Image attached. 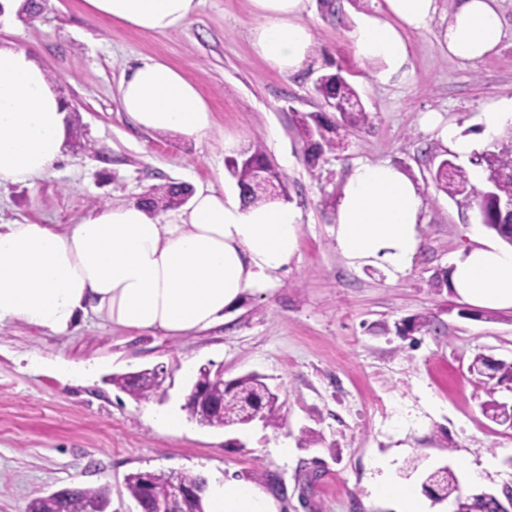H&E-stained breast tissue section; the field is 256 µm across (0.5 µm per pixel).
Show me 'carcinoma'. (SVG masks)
Returning a JSON list of instances; mask_svg holds the SVG:
<instances>
[{"instance_id": "carcinoma-1", "label": "carcinoma", "mask_w": 512, "mask_h": 512, "mask_svg": "<svg viewBox=\"0 0 512 512\" xmlns=\"http://www.w3.org/2000/svg\"><path fill=\"white\" fill-rule=\"evenodd\" d=\"M315 91L321 98L332 102V111L340 114L343 127L363 129L371 124L370 113L361 104L358 93L341 76H321ZM292 124L303 144L308 162L314 163L325 152L340 148L341 142L336 140L338 124L326 112H296ZM265 163L266 159L258 146L250 154L245 152L238 158L228 160L229 173L241 188L243 200L247 204L260 205L270 201L269 191L253 177V169ZM475 165L481 168L483 175L491 177L492 184L476 188L470 172L450 158L440 160L436 169L431 172V180L437 190L450 196H474L479 223L511 246L512 213L506 211L501 203L512 198V131L508 129L493 138L490 145L476 155ZM192 194L193 189L187 184L160 187L149 193L144 206L155 214L182 206ZM472 369L491 382L483 410L492 418L506 406V402L495 398V393L496 386L505 380H512V361L508 363L500 360L491 371L486 372L484 361L477 356L472 361ZM112 384L137 399H148L159 389L147 370L135 377L114 376ZM195 385L204 388L211 399L224 401V421L213 422L214 427L246 424L249 405L252 403L255 404L256 412L261 414L265 425L277 427L280 424L278 397L258 374H248L224 385L201 370ZM421 491L435 503L452 499L454 512L509 510V503L503 500L496 489L461 492L458 476L450 466L428 471ZM109 507L107 488L71 487L32 500L28 504L27 512H92L94 509L97 512H107Z\"/></svg>"}]
</instances>
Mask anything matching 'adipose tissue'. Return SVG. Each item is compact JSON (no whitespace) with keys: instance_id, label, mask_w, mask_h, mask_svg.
Listing matches in <instances>:
<instances>
[{"instance_id":"1","label":"adipose tissue","mask_w":512,"mask_h":512,"mask_svg":"<svg viewBox=\"0 0 512 512\" xmlns=\"http://www.w3.org/2000/svg\"><path fill=\"white\" fill-rule=\"evenodd\" d=\"M99 17L146 33L188 25L199 0H85ZM308 0H251L255 53L292 74L312 54L304 19ZM437 0H383L348 33L357 58L388 85L411 72V35L428 29ZM503 37L498 0H458L440 31L450 57L473 64L496 53ZM121 106L138 127L199 139L212 124L197 86L169 63L146 59L120 87ZM508 105L485 104L476 133L460 134L439 119L428 127L453 154L467 159L507 119ZM68 109L44 68L23 48L0 45V187L27 184L63 157ZM424 197L419 184L388 162L359 163L345 181L334 240L350 265L380 263L402 274L419 251ZM301 215L275 200L261 206L212 188L179 211L158 216L136 203L109 206L70 231L48 224H0V325L22 321L53 336L69 335L96 314L131 330L184 336L223 320L249 292L298 250ZM449 279L480 309L512 307V246L477 241L459 252ZM206 512H278L262 488L236 480L207 485Z\"/></svg>"}]
</instances>
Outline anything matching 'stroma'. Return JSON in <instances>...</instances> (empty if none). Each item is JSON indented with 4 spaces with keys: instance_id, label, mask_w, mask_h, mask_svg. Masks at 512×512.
<instances>
[{
    "instance_id": "stroma-1",
    "label": "stroma",
    "mask_w": 512,
    "mask_h": 512,
    "mask_svg": "<svg viewBox=\"0 0 512 512\" xmlns=\"http://www.w3.org/2000/svg\"><path fill=\"white\" fill-rule=\"evenodd\" d=\"M32 18H0V44L33 52L67 102L64 158L29 185L0 187V224H49L60 232L105 206L137 201L153 187L187 183L232 194L225 137L239 151L261 147L288 178V202L301 213L299 249L265 291L247 293L223 321L189 336L130 331L98 319L69 335L24 322L0 327V512L70 487L108 488L112 512H137L125 488L136 471L187 472L204 479L267 486L279 480V512H397L374 485L418 487L425 471L451 463L463 490L512 481V429L483 412L487 387L470 373L477 355L512 361V308L478 309L443 287L472 234L491 239L471 199L438 191L431 170L448 150L424 129L441 113L462 132L479 128L484 103L512 99V0H500L504 38L477 67L450 58L438 41L454 7L438 0L428 31L411 38L412 75L381 87L347 37L361 14L383 0H308L305 21L317 46L292 75L254 52L250 0H201L184 28L148 34L92 15L84 0H38ZM162 59L198 87L212 111L199 139L136 127L119 86L139 59ZM339 73L357 91L372 125L341 130L344 146L308 166L292 128L297 112H317L321 75ZM360 161H388L425 196L413 266L349 265L332 229L337 200ZM431 332L402 334L415 317ZM164 366L157 395L136 399L114 375ZM225 380L256 373L281 406L279 428L176 430L159 417L183 408L201 367ZM289 455H281V448ZM497 459L472 477L473 466ZM389 471L376 469L377 459Z\"/></svg>"
}]
</instances>
